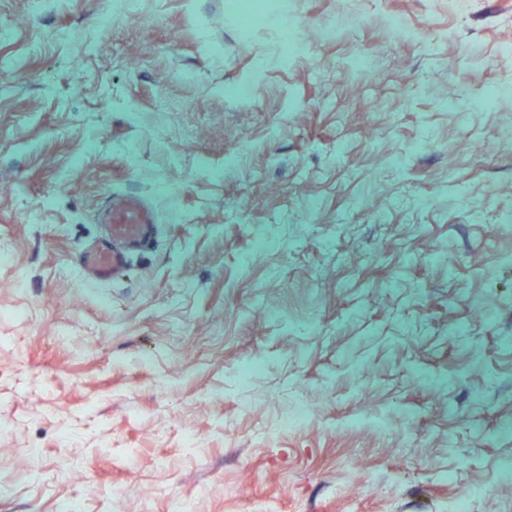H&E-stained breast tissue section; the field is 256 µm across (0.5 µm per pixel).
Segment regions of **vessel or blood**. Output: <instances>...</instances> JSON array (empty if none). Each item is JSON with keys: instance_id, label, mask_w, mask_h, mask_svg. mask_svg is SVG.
Instances as JSON below:
<instances>
[{"instance_id": "b4317fda", "label": "vessel or blood", "mask_w": 512, "mask_h": 512, "mask_svg": "<svg viewBox=\"0 0 512 512\" xmlns=\"http://www.w3.org/2000/svg\"><path fill=\"white\" fill-rule=\"evenodd\" d=\"M106 235L83 247L78 268L83 281L107 284L124 271L133 252L151 245L157 233V214L141 196L110 195L101 213Z\"/></svg>"}]
</instances>
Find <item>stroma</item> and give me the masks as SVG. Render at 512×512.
I'll return each mask as SVG.
<instances>
[{
  "label": "stroma",
  "instance_id": "obj_1",
  "mask_svg": "<svg viewBox=\"0 0 512 512\" xmlns=\"http://www.w3.org/2000/svg\"><path fill=\"white\" fill-rule=\"evenodd\" d=\"M242 2L0 0V512H512V0ZM101 219L106 236L83 247L77 265L83 281L107 284L128 267L133 252L153 243L157 214L139 195L111 194Z\"/></svg>",
  "mask_w": 512,
  "mask_h": 512
}]
</instances>
